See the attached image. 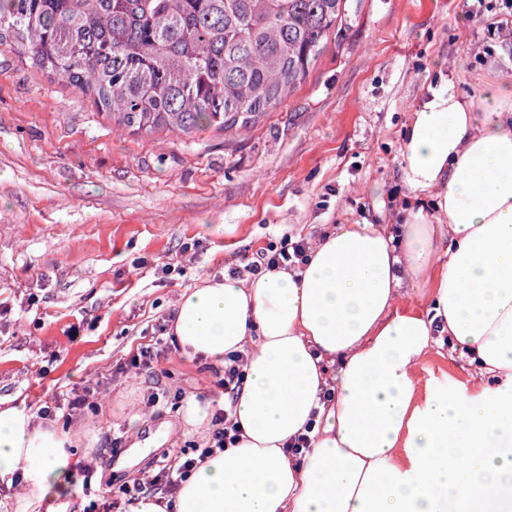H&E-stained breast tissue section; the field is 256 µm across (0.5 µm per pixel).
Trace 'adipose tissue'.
<instances>
[{
  "label": "adipose tissue",
  "mask_w": 512,
  "mask_h": 512,
  "mask_svg": "<svg viewBox=\"0 0 512 512\" xmlns=\"http://www.w3.org/2000/svg\"><path fill=\"white\" fill-rule=\"evenodd\" d=\"M394 224H340L299 269L207 277L172 303L188 365L244 357L235 447L121 512H512V82H441L403 134ZM447 340L471 383L419 384ZM76 433L0 402V512L79 492Z\"/></svg>",
  "instance_id": "ef3b65f1"
}]
</instances>
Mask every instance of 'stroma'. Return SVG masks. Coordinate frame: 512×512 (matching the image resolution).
<instances>
[{"label": "stroma", "instance_id": "1", "mask_svg": "<svg viewBox=\"0 0 512 512\" xmlns=\"http://www.w3.org/2000/svg\"><path fill=\"white\" fill-rule=\"evenodd\" d=\"M303 85L238 132L184 143L113 128L91 98L0 46V400L33 413L74 389L94 409L55 423L121 437L104 480L157 468L205 435L164 442L176 410L152 411L141 447L125 417L160 386L221 406L205 367L160 354L156 378L135 369L168 324L177 292L243 268L283 235L312 241L338 224L388 223L401 184L402 132L439 77L466 98L512 80V47L486 38L473 11L502 0H348ZM179 267L166 276L164 263ZM78 338H70L71 326ZM469 372L431 345L418 382Z\"/></svg>", "mask_w": 512, "mask_h": 512}]
</instances>
